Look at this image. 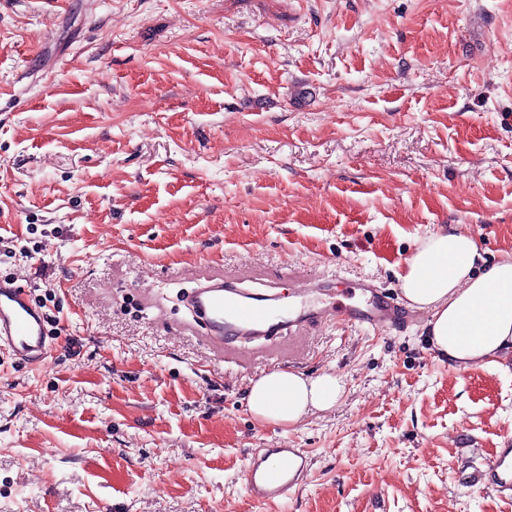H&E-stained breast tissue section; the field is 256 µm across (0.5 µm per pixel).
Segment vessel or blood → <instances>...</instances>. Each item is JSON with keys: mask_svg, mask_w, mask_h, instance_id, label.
Returning <instances> with one entry per match:
<instances>
[{"mask_svg": "<svg viewBox=\"0 0 512 512\" xmlns=\"http://www.w3.org/2000/svg\"><path fill=\"white\" fill-rule=\"evenodd\" d=\"M327 286V281L318 279L286 298L275 285L251 291L213 275L200 279L189 302L204 326L207 341L228 349L290 336L309 323L336 320L349 326L382 329L394 326L399 319L398 308L373 280L355 281L354 288L363 298L359 305L314 303V296ZM49 351L46 314L33 302L27 285L16 279H0V354L36 365L44 362ZM309 471L306 449H253L245 468L248 495L259 505L288 500L305 484ZM469 478L512 499V444L497 449Z\"/></svg>", "mask_w": 512, "mask_h": 512, "instance_id": "obj_1", "label": "vessel or blood"}]
</instances>
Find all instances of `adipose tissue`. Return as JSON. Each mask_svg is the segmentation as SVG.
I'll return each mask as SVG.
<instances>
[{"instance_id":"1","label":"adipose tissue","mask_w":512,"mask_h":512,"mask_svg":"<svg viewBox=\"0 0 512 512\" xmlns=\"http://www.w3.org/2000/svg\"><path fill=\"white\" fill-rule=\"evenodd\" d=\"M400 287L409 307L429 312L423 332L455 369L512 357V252L487 263L475 236L442 226L417 239ZM344 393L333 373L275 369L252 381L248 405L258 423L292 427L331 410Z\"/></svg>"}]
</instances>
